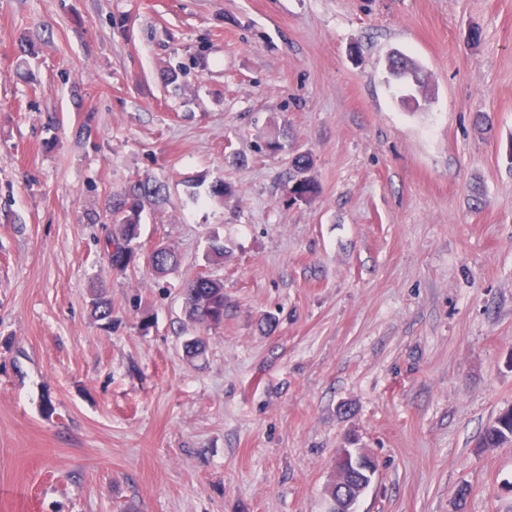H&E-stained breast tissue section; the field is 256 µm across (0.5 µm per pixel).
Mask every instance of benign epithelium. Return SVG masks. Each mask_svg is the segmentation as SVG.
Segmentation results:
<instances>
[{
    "instance_id": "7a95c632",
    "label": "benign epithelium",
    "mask_w": 512,
    "mask_h": 512,
    "mask_svg": "<svg viewBox=\"0 0 512 512\" xmlns=\"http://www.w3.org/2000/svg\"><path fill=\"white\" fill-rule=\"evenodd\" d=\"M378 473L374 456L364 448H339L333 461L336 483L326 488L329 506L345 512L344 505L358 497L372 484Z\"/></svg>"
}]
</instances>
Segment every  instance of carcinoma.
<instances>
[{"mask_svg": "<svg viewBox=\"0 0 512 512\" xmlns=\"http://www.w3.org/2000/svg\"><path fill=\"white\" fill-rule=\"evenodd\" d=\"M388 73L397 78L408 77L418 80L420 67L411 58L400 53L389 55L386 60ZM313 161L308 154H298L290 161L288 193L295 199H305L315 193V184L308 175ZM164 185L149 177L129 182L122 189L110 194L105 203L112 230L107 232L100 244L108 256L113 269L126 270L122 257L134 250L139 238L133 236L132 229H141V214L145 206L158 202L163 197ZM180 263L176 251L166 246L161 258L152 272L162 277L178 267ZM91 310L94 316L102 320H112V300L102 293H95L91 298ZM186 320L200 331H207L212 326L224 322V284L201 274L189 280L185 293ZM512 443V410L501 414L494 424L489 426L482 438L481 447L495 448L505 443Z\"/></svg>", "mask_w": 512, "mask_h": 512, "instance_id": "carcinoma-1", "label": "carcinoma"}]
</instances>
